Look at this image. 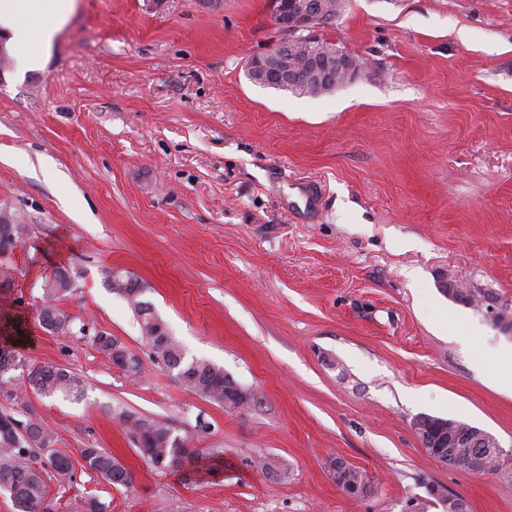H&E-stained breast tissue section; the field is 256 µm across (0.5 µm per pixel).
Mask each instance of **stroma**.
I'll return each instance as SVG.
<instances>
[{"label":"stroma","mask_w":512,"mask_h":512,"mask_svg":"<svg viewBox=\"0 0 512 512\" xmlns=\"http://www.w3.org/2000/svg\"><path fill=\"white\" fill-rule=\"evenodd\" d=\"M321 35L366 62L322 95L248 80L278 38L267 0H78L43 70L0 64V204L30 228L0 313L22 325L25 366L85 382L77 400L22 370L0 386V408L38 419L72 464L49 483L56 512L92 497L105 512H444L433 484L512 512V478L441 465L412 427L476 425L512 467L489 352L512 346V0H347ZM55 269L76 275L67 334L38 321ZM112 269L147 283L187 358L224 367L250 404L225 410L158 363ZM101 331L139 375L99 351ZM122 411L222 451L219 473L153 467ZM87 448L130 485L88 470ZM336 456L367 496L338 487ZM95 341L99 345L100 349L107 354L112 362L121 367L124 371L128 372L131 375H136L138 373L139 360L132 357L131 355H127L129 359V364L127 366L121 364L116 360L114 349L125 351L122 346L118 344V341L112 336L106 335L104 332H100L95 336ZM27 370L28 384L46 396L62 395L78 399L84 391L83 380L62 367L40 365ZM86 466L113 486L128 487L130 474L120 460L101 448H87L82 454Z\"/></svg>","instance_id":"35a3bbf8"}]
</instances>
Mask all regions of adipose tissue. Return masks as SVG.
I'll list each match as a JSON object with an SVG mask.
<instances>
[{"instance_id":"obj_1","label":"adipose tissue","mask_w":512,"mask_h":512,"mask_svg":"<svg viewBox=\"0 0 512 512\" xmlns=\"http://www.w3.org/2000/svg\"><path fill=\"white\" fill-rule=\"evenodd\" d=\"M75 8L76 0H0V33L15 48L17 69H44L57 34Z\"/></svg>"}]
</instances>
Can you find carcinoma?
<instances>
[{"label":"carcinoma","instance_id":"carcinoma-1","mask_svg":"<svg viewBox=\"0 0 512 512\" xmlns=\"http://www.w3.org/2000/svg\"><path fill=\"white\" fill-rule=\"evenodd\" d=\"M74 290V278L64 273L44 285L45 301L39 313L44 328L58 332L70 331L72 321L60 312L56 302ZM137 316L143 338L155 360L176 372L177 377L201 397L229 408L239 407L231 398L225 399L224 368L205 359L186 358L180 343L172 336L165 322L152 311L151 304L133 289H119ZM100 349L115 365L114 350L122 349L118 341L104 332L95 336ZM122 366V365H120ZM139 360L129 357L122 369L131 375L138 373ZM23 367L22 360L8 346L0 347V382L6 375ZM27 382L46 396L81 397L83 380L72 372L54 365L28 368ZM123 421L132 432L139 454L158 469L173 471L200 463L198 454L188 448L187 439L176 433L170 425L148 416L123 415ZM52 439L41 423L27 415L19 418L15 413L0 410V493L9 494L17 512H54L48 499V479L63 481L69 478V460L51 448ZM86 466L101 475L113 486L130 485V474L120 460L101 448H86L83 452Z\"/></svg>","mask_w":512,"mask_h":512}]
</instances>
